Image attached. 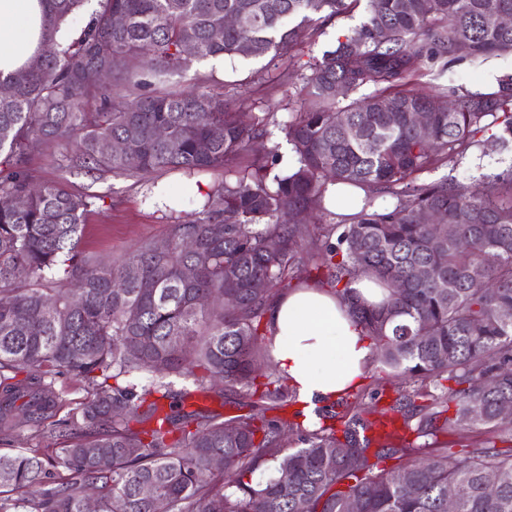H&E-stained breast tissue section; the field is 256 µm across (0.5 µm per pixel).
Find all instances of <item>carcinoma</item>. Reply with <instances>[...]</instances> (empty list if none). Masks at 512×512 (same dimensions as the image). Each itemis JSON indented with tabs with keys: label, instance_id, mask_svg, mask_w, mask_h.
I'll return each instance as SVG.
<instances>
[{
	"label": "carcinoma",
	"instance_id": "carcinoma-1",
	"mask_svg": "<svg viewBox=\"0 0 512 512\" xmlns=\"http://www.w3.org/2000/svg\"><path fill=\"white\" fill-rule=\"evenodd\" d=\"M362 1L361 23L309 65L306 111L277 124L295 158L285 173L276 171L280 143L268 146L269 114L245 120L203 89L156 90L209 58L277 55L319 19ZM41 2V40L54 52L0 73L12 89L0 98V199L21 201L0 207V429L52 418L57 401L46 379L66 373L87 388L79 412L87 433L60 448L0 452V512H83L90 485L98 512H295L301 499L308 512H448L450 487L456 512H512V419L498 414L512 403V176L475 188L421 180L480 146L490 126L502 145L512 143V75L494 92L454 89L446 100L414 89L427 64L458 59L461 42L474 60L512 53V28L495 22L512 14V0H98L64 42L58 37L85 0ZM228 15L236 25L224 26ZM365 87L372 91L350 97ZM426 108L430 143L413 126ZM114 139L125 154L104 155ZM49 140L76 144L64 161L91 175L148 184L160 171L222 169L224 181L170 225L164 247L143 244L104 265L80 242L86 213L105 196L38 183L28 169L30 149ZM329 183L362 189L363 204L314 226L325 241L308 252L307 217ZM380 195L396 202L377 207ZM426 209L448 217L453 238L446 226L419 223ZM189 236L198 251L183 249ZM187 264L198 267L192 281L180 276ZM431 264L443 280L423 276ZM311 265L344 299L362 275L401 284L380 307L354 303L352 313L380 370L395 379L386 412L402 420V437H365L372 421L359 394L316 409L314 429L294 421L297 412L267 418L296 403V393L253 375L263 321L290 272ZM133 269L152 281L151 292L128 279ZM228 292L234 309L224 308ZM143 372L151 379L141 393L119 384ZM172 376L235 392L259 414L222 420L188 411L190 391L174 390ZM156 393L171 400V413L158 414ZM133 420L150 427L135 429ZM448 432L493 433L511 447L475 441L457 453L439 440ZM266 461L272 476L252 482ZM489 473L494 495L484 487ZM143 485L151 496L140 494Z\"/></svg>",
	"mask_w": 512,
	"mask_h": 512
}]
</instances>
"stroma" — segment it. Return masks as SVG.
I'll return each mask as SVG.
<instances>
[{
    "label": "stroma",
    "instance_id": "1",
    "mask_svg": "<svg viewBox=\"0 0 512 512\" xmlns=\"http://www.w3.org/2000/svg\"><path fill=\"white\" fill-rule=\"evenodd\" d=\"M361 12L326 20L310 31L300 49L278 58L225 59L223 66L199 63L185 75L174 78L168 88L188 92L205 85L211 94L233 101L243 112H268L275 121L292 119L301 110V76L338 37L359 25ZM512 73V54L504 53L474 62L468 58L447 65H429L416 88L429 96L446 94L450 87L471 91L496 90L498 79ZM63 149L53 142L37 145L29 155L28 168L40 182L58 181L77 193L110 191L111 198L85 217L81 250L111 262L134 247L164 238L175 217H186L202 204L204 197L224 178L223 171H204L194 175L163 172L155 175L154 188L133 179L93 178L64 165ZM512 173V152L501 151L493 138L461 160L445 163L429 175L462 184L473 183L481 174Z\"/></svg>",
    "mask_w": 512,
    "mask_h": 512
}]
</instances>
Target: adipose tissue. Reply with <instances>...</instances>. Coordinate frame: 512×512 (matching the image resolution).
I'll return each instance as SVG.
<instances>
[{
	"label": "adipose tissue",
	"mask_w": 512,
	"mask_h": 512,
	"mask_svg": "<svg viewBox=\"0 0 512 512\" xmlns=\"http://www.w3.org/2000/svg\"><path fill=\"white\" fill-rule=\"evenodd\" d=\"M41 18V0H0V71L18 69L40 51ZM266 323L272 362L305 414L361 384L372 344L334 290L310 282L285 290L271 301Z\"/></svg>",
	"instance_id": "obj_1"
}]
</instances>
